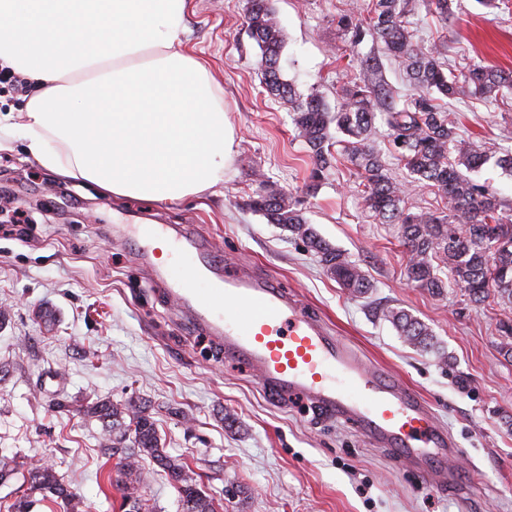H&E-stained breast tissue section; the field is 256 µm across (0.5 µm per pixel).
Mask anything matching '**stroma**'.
<instances>
[{
    "instance_id": "1",
    "label": "stroma",
    "mask_w": 512,
    "mask_h": 512,
    "mask_svg": "<svg viewBox=\"0 0 512 512\" xmlns=\"http://www.w3.org/2000/svg\"><path fill=\"white\" fill-rule=\"evenodd\" d=\"M369 0H272L285 34L280 67L297 95L330 106L377 67L395 101L411 93L405 75L372 38L351 43L340 15L366 17ZM244 0H190L185 45L224 87L235 132L224 184L181 202L114 199L37 164L22 143L0 151V211L23 210L24 224L0 223V448L49 464L78 498V512H125L102 428L87 416L100 399L147 406L166 451L187 465L217 512H512V303L465 289L432 294L406 275L396 225L364 208L358 179L339 164L315 194L312 162L287 101L269 95ZM442 18L416 9L409 30L457 71L512 70V0L487 8L453 0ZM462 137L512 148V89L496 99L464 92L445 103ZM266 180L302 200L319 235L373 284L342 288L301 242L253 212ZM189 225L236 267L276 277L319 313L369 363L398 375L431 408L462 450L463 485L437 487L350 424L322 418L303 399L278 401L242 364L176 310L155 269L138 259L133 223ZM405 309L429 326L439 353L403 342L382 317ZM49 310L51 320L40 313ZM68 400L60 414L49 401ZM145 497L154 512H179L178 495L152 460Z\"/></svg>"
}]
</instances>
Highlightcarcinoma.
<instances>
[{
	"label": "carcinoma",
	"instance_id": "obj_1",
	"mask_svg": "<svg viewBox=\"0 0 512 512\" xmlns=\"http://www.w3.org/2000/svg\"><path fill=\"white\" fill-rule=\"evenodd\" d=\"M418 1L445 17L452 13V0H372L367 25L353 22L348 15L338 20L351 42L361 41L367 33L379 41L412 82L413 93L403 107H391L385 113L388 136L407 171L404 182L388 175L373 146L379 133L375 98L381 93V84L373 80L375 70H367V83L344 90V101L335 109L317 94L301 98L282 78L280 56L285 34L271 0H247L245 17L261 51L257 68L262 83L270 95L288 101L293 123L312 159L307 192H315L318 182L338 164L332 151L334 129L344 135L338 143L363 186L365 208L381 223L399 226L411 282L431 293H442L448 287L438 275L442 265L472 302H484L492 288L511 301L512 220L499 213L500 204L492 191L469 178L468 172L487 159V151L459 136L452 113L439 100L456 97L466 85L485 98H493L500 88L512 86V73L477 65L457 75L453 69L444 68L438 53L413 41L408 30L407 18ZM260 184L261 189L251 200L253 211L291 232L320 258L326 272L341 286L356 296L367 294L372 284L365 271L320 237L309 224L301 200L286 196L263 180ZM410 185L433 188L444 202L442 211L412 212L406 208ZM383 317L407 344L419 350H434L432 330L408 311L388 308ZM86 414L102 423L103 448L109 457L117 458L116 484L123 492L128 512H150L142 494L148 481L141 467L146 457L167 473L178 494L180 512H216L213 500L188 474L186 465L165 453L156 423L146 408L134 401L117 405L100 399L86 408ZM17 474L15 458L0 448V483ZM22 478V494L12 503L11 512H31L37 494L56 503L63 512H77L69 482L52 468L30 466Z\"/></svg>",
	"mask_w": 512,
	"mask_h": 512
}]
</instances>
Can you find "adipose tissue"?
I'll return each instance as SVG.
<instances>
[{"instance_id":"obj_1","label":"adipose tissue","mask_w":512,"mask_h":512,"mask_svg":"<svg viewBox=\"0 0 512 512\" xmlns=\"http://www.w3.org/2000/svg\"><path fill=\"white\" fill-rule=\"evenodd\" d=\"M189 0H0V64L36 85L0 139L110 196L193 198L223 185L224 89L182 40Z\"/></svg>"}]
</instances>
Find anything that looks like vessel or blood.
<instances>
[{"instance_id":"b4317fda","label":"vessel or blood","mask_w":512,"mask_h":512,"mask_svg":"<svg viewBox=\"0 0 512 512\" xmlns=\"http://www.w3.org/2000/svg\"><path fill=\"white\" fill-rule=\"evenodd\" d=\"M141 238L147 260L159 244L168 246L169 260L157 273L178 308L223 345L225 359L251 370L268 394L306 399L323 418L354 423L436 484L462 479V471L448 465L460 450L425 400L391 372L368 364L276 278L218 266L203 238L185 226L145 224Z\"/></svg>"}]
</instances>
